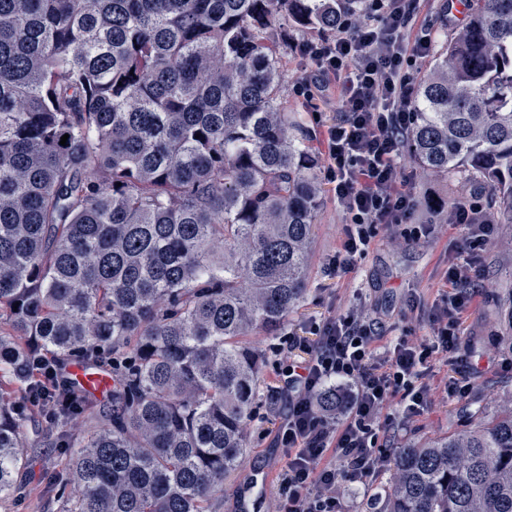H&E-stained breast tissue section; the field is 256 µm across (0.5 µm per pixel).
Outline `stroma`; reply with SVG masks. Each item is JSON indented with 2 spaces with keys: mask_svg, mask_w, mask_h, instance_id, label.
Masks as SVG:
<instances>
[{
  "mask_svg": "<svg viewBox=\"0 0 512 512\" xmlns=\"http://www.w3.org/2000/svg\"><path fill=\"white\" fill-rule=\"evenodd\" d=\"M443 0H417L414 34L431 33L434 41H442L445 31L462 28L466 11L452 10L447 23H440ZM293 45L283 57L282 101L289 111L298 113L307 132L306 142L320 163H327L326 136L339 116L335 79H327L324 90L314 101L297 92V85L309 69L300 53L309 34L291 31ZM401 174L415 198L412 217L405 235L378 227L367 253L357 258L348 273L328 277L325 266L344 236L343 211L336 199L335 185L322 181V204L315 217V237L308 270L306 292L300 304L289 312L281 331L270 335L261 330L250 333L249 343L265 358L260 377V394L256 411L249 422L248 444L243 466L225 478L224 487L214 503L215 512H241L244 494L253 488L257 471H265L268 480L257 488L260 512H278V474L286 465L285 449L275 447L274 435L287 410V397L282 392V372L289 363L307 360V351L292 349V337L315 343V325L352 310H361L383 323L386 340L406 337L426 339L431 330L428 311L436 302L443 286L449 256H462L463 231L449 223L448 211L463 201L479 207L497 226V232L485 249L481 288L471 308L462 316V332L475 349L495 344V362L482 365L474 377L470 392L457 400L436 395L427 412L407 429L391 427L379 437L380 451L393 458L398 448L412 443L445 436L460 429L465 413L483 407L495 414L512 405V347L507 332L499 321V304L506 297V273L512 269V224L491 204L490 188L480 182L462 179L456 174L437 176L422 171L410 154H403ZM416 299L418 309L408 310L409 299ZM28 459L23 487L13 496L0 501V512H57V498L50 489L47 476L60 464L58 449L49 440L39 439L24 449ZM392 487V469L384 467L372 480L347 490L344 495L347 512H384Z\"/></svg>",
  "mask_w": 512,
  "mask_h": 512,
  "instance_id": "obj_1",
  "label": "stroma"
}]
</instances>
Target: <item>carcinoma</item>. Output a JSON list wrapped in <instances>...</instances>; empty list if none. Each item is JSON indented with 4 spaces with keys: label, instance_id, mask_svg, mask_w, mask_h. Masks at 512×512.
<instances>
[{
    "label": "carcinoma",
    "instance_id": "1",
    "mask_svg": "<svg viewBox=\"0 0 512 512\" xmlns=\"http://www.w3.org/2000/svg\"><path fill=\"white\" fill-rule=\"evenodd\" d=\"M415 89L420 168L496 192L512 223V0H465ZM359 0H0V499L28 467L17 399L71 385L44 435L60 512H212L244 462L263 358L302 300L322 190L280 100L288 29ZM69 135L66 145L61 137ZM393 459L388 512H512V407ZM72 381L83 390L94 395H100L107 390L112 378L100 368H89L82 364H76L70 369Z\"/></svg>",
    "mask_w": 512,
    "mask_h": 512
}]
</instances>
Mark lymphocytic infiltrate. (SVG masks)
<instances>
[{
    "label": "lymphocytic infiltrate",
    "instance_id": "lymphocytic-infiltrate-1",
    "mask_svg": "<svg viewBox=\"0 0 512 512\" xmlns=\"http://www.w3.org/2000/svg\"><path fill=\"white\" fill-rule=\"evenodd\" d=\"M416 19V0H369L362 23L342 22L333 39L307 43L301 51L311 66L298 91L334 77L341 120L328 129L327 176L346 217L340 250L329 260L330 274L352 267L370 247L376 225L406 222L415 203L400 176L401 148L413 122L414 89L432 38L408 43ZM450 223L464 226L469 257L449 263L440 299L429 316L432 343L405 338L383 344V330L370 317L351 313L314 326L316 342L308 360L283 373L288 415L276 444L288 463L278 477L282 512H345L343 489L363 484L380 469L379 432L386 411L400 402L404 420L431 407L434 398L423 374L428 359L447 355L459 366L444 390L462 398L472 387L466 365L473 355L461 334V316L471 307L469 285L481 275L484 247L495 234L491 219L475 206L454 204ZM336 381L343 404L340 416L319 410L318 397Z\"/></svg>",
    "mask_w": 512,
    "mask_h": 512
}]
</instances>
